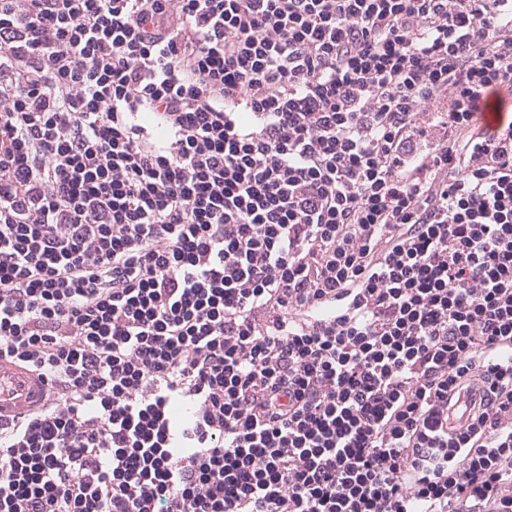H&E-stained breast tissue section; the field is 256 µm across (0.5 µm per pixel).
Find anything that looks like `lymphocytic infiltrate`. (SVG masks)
<instances>
[{"mask_svg": "<svg viewBox=\"0 0 512 512\" xmlns=\"http://www.w3.org/2000/svg\"><path fill=\"white\" fill-rule=\"evenodd\" d=\"M499 88L512 0H0V512H512ZM46 389L35 373L0 359V423L41 404Z\"/></svg>", "mask_w": 512, "mask_h": 512, "instance_id": "f902f5d3", "label": "lymphocytic infiltrate"}]
</instances>
